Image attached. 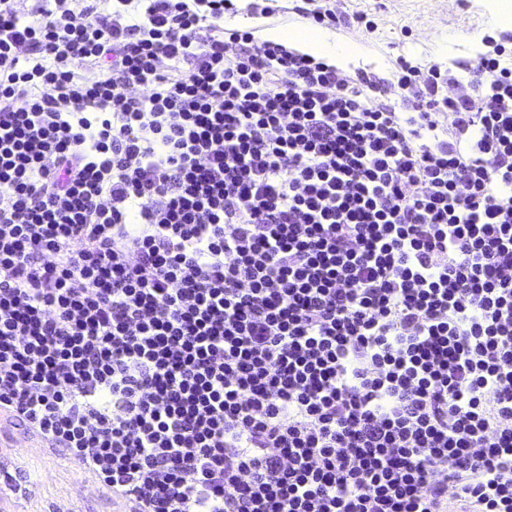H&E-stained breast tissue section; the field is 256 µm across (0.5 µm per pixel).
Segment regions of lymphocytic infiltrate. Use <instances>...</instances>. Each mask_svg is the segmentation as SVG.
Returning <instances> with one entry per match:
<instances>
[{"mask_svg":"<svg viewBox=\"0 0 512 512\" xmlns=\"http://www.w3.org/2000/svg\"><path fill=\"white\" fill-rule=\"evenodd\" d=\"M238 10L0 0V413L136 512H512V51ZM336 11L352 13L367 11L375 16L378 30L367 33L361 27L310 28L311 24L292 10L276 12L269 17H247L224 15L227 29L255 28V36L263 40L260 32L266 27V36L288 47L322 57L328 63L345 66L357 53L353 45L347 51H337L331 36L340 46L352 43L363 45V53L347 66V72L356 67L370 68L381 77L389 78L393 69L392 61L404 55L412 62L422 65L437 63L444 68L461 61L475 65L477 56L485 48L481 39L491 28L502 34H512L511 9L502 18L497 14L496 1L467 0L469 6L462 9L458 0H331ZM288 11V12H287ZM300 23V24H295ZM302 23V24H301ZM292 24V25H290ZM289 25V26H288ZM407 26L408 33L402 37L400 30ZM490 29V31H491ZM331 35H329L327 32Z\"/></svg>","mask_w":512,"mask_h":512,"instance_id":"obj_1","label":"lymphocytic infiltrate"}]
</instances>
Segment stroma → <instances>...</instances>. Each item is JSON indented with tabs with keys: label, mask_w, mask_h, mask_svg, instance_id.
Returning <instances> with one entry per match:
<instances>
[{
	"label": "stroma",
	"mask_w": 512,
	"mask_h": 512,
	"mask_svg": "<svg viewBox=\"0 0 512 512\" xmlns=\"http://www.w3.org/2000/svg\"><path fill=\"white\" fill-rule=\"evenodd\" d=\"M335 7L374 15L375 33L354 26L333 29L331 35L341 46L362 44L363 52L353 59V66L386 78L397 56L448 68L463 61L476 62L484 50L485 32L512 34V22L498 17L496 0H471L465 8L458 0H336ZM0 437L6 442L0 451V468L26 469L32 479L27 497L0 502L6 512H59L63 507L68 512H115L117 505L109 490L80 487L76 466L47 448L38 436H24L6 423L0 425Z\"/></svg>",
	"instance_id": "1"
}]
</instances>
